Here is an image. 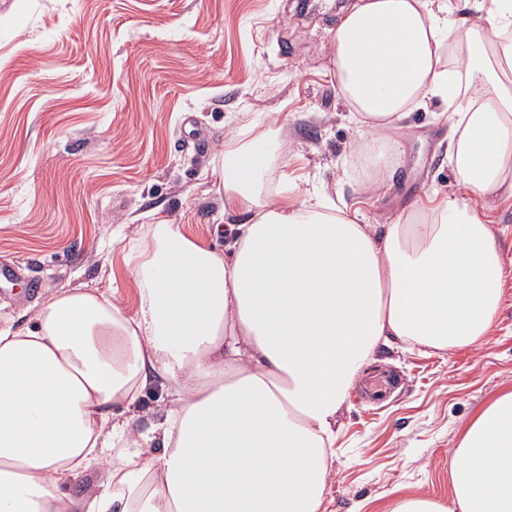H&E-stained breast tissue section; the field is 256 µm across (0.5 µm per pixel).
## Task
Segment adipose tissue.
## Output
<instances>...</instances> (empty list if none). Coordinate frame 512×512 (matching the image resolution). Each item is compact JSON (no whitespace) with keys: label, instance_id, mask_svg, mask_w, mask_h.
Segmentation results:
<instances>
[{"label":"adipose tissue","instance_id":"adipose-tissue-1","mask_svg":"<svg viewBox=\"0 0 512 512\" xmlns=\"http://www.w3.org/2000/svg\"><path fill=\"white\" fill-rule=\"evenodd\" d=\"M467 46L458 86L447 41ZM329 57L350 118L374 133L384 187L412 112L450 111L460 195L390 224L273 174L275 127L230 138L219 179L237 217L223 251L162 220L123 238L135 288H63L36 329L0 326V512H325L331 449L356 376L391 342L439 351L488 335L505 270L483 203L512 199V0H354ZM168 387L146 434L131 413ZM443 504L392 512H512V391L471 420ZM99 466L95 494L69 486Z\"/></svg>","mask_w":512,"mask_h":512}]
</instances>
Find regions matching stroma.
<instances>
[{
  "label": "stroma",
  "mask_w": 512,
  "mask_h": 512,
  "mask_svg": "<svg viewBox=\"0 0 512 512\" xmlns=\"http://www.w3.org/2000/svg\"><path fill=\"white\" fill-rule=\"evenodd\" d=\"M351 0H0V259L41 289L0 297V325L34 327L62 288H111L134 302L112 234L166 219L223 248L217 169L239 130L275 121L276 171L371 224L456 192L439 108L413 112L385 189L369 185L326 52ZM505 267L494 326L451 352L381 349L356 377L333 452L327 512H390L404 497L444 503L453 450L476 412L512 389V202H488ZM382 403L363 393L379 375Z\"/></svg>",
  "instance_id": "35a3bbf8"
}]
</instances>
